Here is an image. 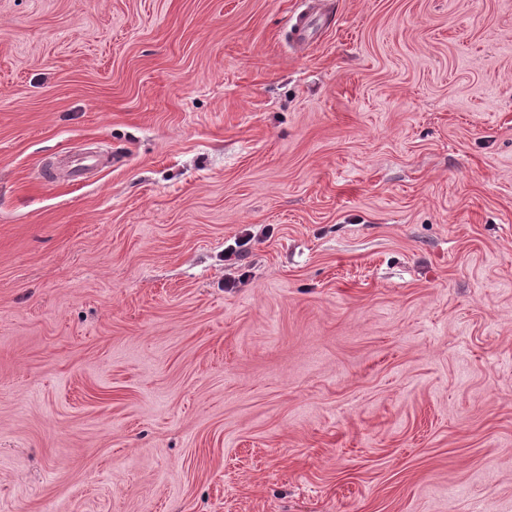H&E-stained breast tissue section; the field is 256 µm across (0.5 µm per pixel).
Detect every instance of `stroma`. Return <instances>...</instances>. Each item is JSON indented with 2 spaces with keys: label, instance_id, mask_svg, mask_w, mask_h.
<instances>
[{
  "label": "stroma",
  "instance_id": "35a3bbf8",
  "mask_svg": "<svg viewBox=\"0 0 512 512\" xmlns=\"http://www.w3.org/2000/svg\"><path fill=\"white\" fill-rule=\"evenodd\" d=\"M316 4L0 0V512H512V0Z\"/></svg>",
  "mask_w": 512,
  "mask_h": 512
}]
</instances>
